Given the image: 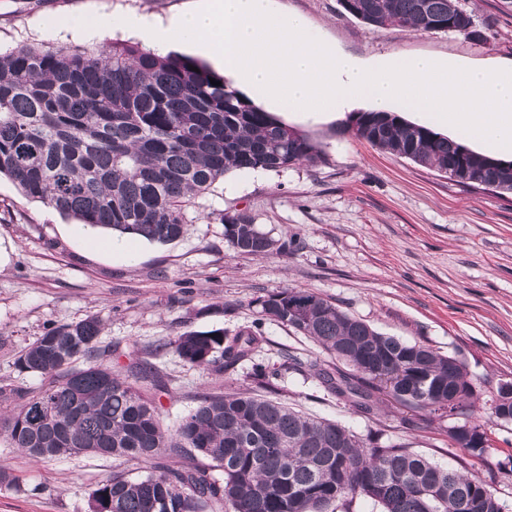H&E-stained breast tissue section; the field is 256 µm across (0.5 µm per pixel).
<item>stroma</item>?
Listing matches in <instances>:
<instances>
[{
	"label": "stroma",
	"mask_w": 512,
	"mask_h": 512,
	"mask_svg": "<svg viewBox=\"0 0 512 512\" xmlns=\"http://www.w3.org/2000/svg\"><path fill=\"white\" fill-rule=\"evenodd\" d=\"M192 0H0V48L55 44L94 48L129 38L124 17L157 21L190 7ZM302 15L314 36L342 51L371 58L390 54L461 59L488 67L512 66V0H459L483 33L373 28L344 13L338 0H274ZM104 18L110 31L88 38L65 34L64 18ZM279 119L320 142L324 164L275 171L225 174L188 210L183 234L167 243L91 228L41 202L24 198L0 177V389H17L0 407L17 409L20 395L39 392L42 376L18 372L16 354L49 328L98 317L112 368L125 373L145 360L149 346L167 349L156 364L167 391L155 402L165 427L177 425L206 392L250 388L253 362H280L292 354L326 363L311 339L272 321H259L257 298L285 288L320 294L378 332L431 346L463 360L481 400L512 382V194L467 188L405 157L355 136L348 117L320 119L292 110ZM245 210L288 253L240 254L224 239V213ZM121 250H112V243ZM261 322L263 342L252 360L215 374L184 365L169 345L189 331L227 334ZM273 400L365 437L384 430L386 440L444 466L491 481L512 508V425L476 414L490 444L482 457L451 445L438 420L380 400L372 418L301 372L276 382ZM0 464L19 479L0 485V512H88V496L112 473L137 476L135 459L62 457L34 463L0 434Z\"/></svg>",
	"instance_id": "1"
}]
</instances>
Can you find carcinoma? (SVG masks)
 Returning a JSON list of instances; mask_svg holds the SVG:
<instances>
[{"label": "carcinoma", "mask_w": 512, "mask_h": 512, "mask_svg": "<svg viewBox=\"0 0 512 512\" xmlns=\"http://www.w3.org/2000/svg\"><path fill=\"white\" fill-rule=\"evenodd\" d=\"M357 19L433 32L454 20L467 34L473 17L458 0H355ZM221 82L215 86L210 79ZM357 137L439 173L464 169L512 193V161L488 159L397 112H359ZM325 161L322 146L255 105L224 76L196 59L160 55L115 42L94 49L44 44L0 51V176L23 197L83 224L150 242L180 237L191 199L230 171H280ZM224 239L235 251L269 256L270 237L247 211L224 214ZM260 315L293 328L334 359L323 366L286 358L255 363L256 387L275 388L289 370L309 376L366 418L374 395L436 415L454 401L467 418L476 390L463 361L425 344L385 336L310 290L284 288L255 300ZM96 318L53 327L20 350V372L49 379L40 393L0 418L12 447L34 460L98 455L149 462L196 452L204 465H155L99 482L89 512H353L359 497L380 512H505L484 480L444 467L402 443L362 438L335 422L301 414L248 390L208 392L173 432L161 424L141 383L167 390L168 376L137 362L112 370L99 345ZM263 337L246 329L191 331L172 348L185 364L220 373L252 358ZM497 423L512 424V391L487 400ZM452 443L473 453L486 434Z\"/></svg>", "instance_id": "obj_1"}]
</instances>
